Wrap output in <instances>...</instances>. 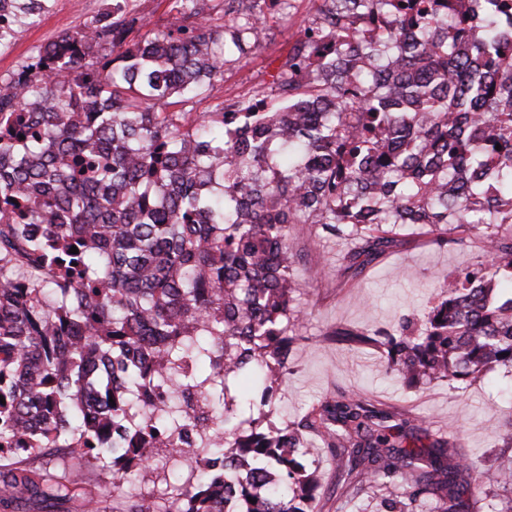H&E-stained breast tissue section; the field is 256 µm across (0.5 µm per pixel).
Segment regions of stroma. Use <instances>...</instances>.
<instances>
[{
	"mask_svg": "<svg viewBox=\"0 0 512 512\" xmlns=\"http://www.w3.org/2000/svg\"><path fill=\"white\" fill-rule=\"evenodd\" d=\"M112 7V0H49L35 24L20 26L8 46L0 48V78L11 75L40 46L60 33L73 31ZM315 0H295L291 15L271 13L263 46L233 58L223 80L195 98L198 112H216L225 100L250 92L268 81L272 69L286 55L303 20L311 17ZM300 259L295 268L297 302L302 319L300 339L288 353V374L276 394V424L292 421L327 393H361L396 407L428 427L431 437L455 434L456 444L477 466L486 468L503 447L507 420L512 417V374L497 369L472 385L443 382L410 387L389 369L383 350L328 342L324 333L339 326L396 330L402 316L421 314L440 289L454 287L458 276L483 258L480 237L441 246L432 237L409 235L402 245L373 260L356 278L336 279L334 243H318L305 225L292 228ZM309 459L315 460L317 498L328 512H358V503L337 504L336 470L319 438L306 437ZM25 467L39 475L66 472L78 495L58 512H85L89 499L111 505L110 477L105 471L63 454L30 456Z\"/></svg>",
	"mask_w": 512,
	"mask_h": 512,
	"instance_id": "stroma-1",
	"label": "stroma"
}]
</instances>
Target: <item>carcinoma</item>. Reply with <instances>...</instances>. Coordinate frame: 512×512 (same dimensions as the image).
Masks as SVG:
<instances>
[{
	"label": "carcinoma",
	"mask_w": 512,
	"mask_h": 512,
	"mask_svg": "<svg viewBox=\"0 0 512 512\" xmlns=\"http://www.w3.org/2000/svg\"><path fill=\"white\" fill-rule=\"evenodd\" d=\"M46 2L0 9L32 22ZM224 2L221 26L209 0H183L140 38L116 0L0 81V445L79 453L119 512H314L313 431L372 512H512V453L480 470L443 437L406 446V414L339 390L283 427L268 410L302 318L294 224L345 242L349 278L408 230L478 234L481 276L393 333L325 339L381 347L416 384L512 371V0H321L269 84L174 112L262 46L270 7H292ZM264 369L247 411L237 384ZM147 378L163 392L144 408ZM189 389L213 418L196 448L190 413L166 406ZM133 477L152 489L127 495ZM71 493L0 471L1 505Z\"/></svg>",
	"instance_id": "carcinoma-1"
}]
</instances>
